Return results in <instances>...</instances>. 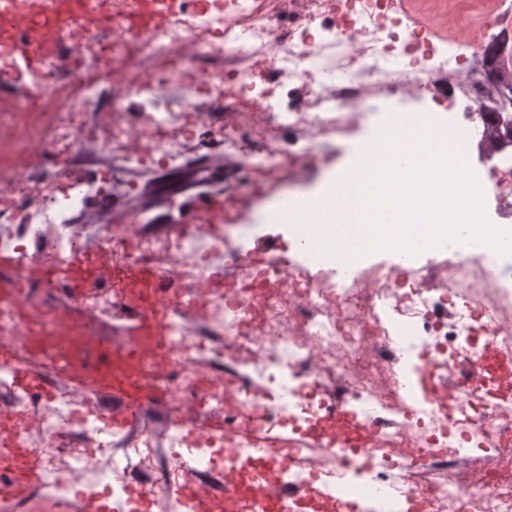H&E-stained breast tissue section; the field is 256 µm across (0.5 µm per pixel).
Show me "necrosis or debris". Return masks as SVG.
Instances as JSON below:
<instances>
[{
  "instance_id": "obj_1",
  "label": "necrosis or debris",
  "mask_w": 512,
  "mask_h": 512,
  "mask_svg": "<svg viewBox=\"0 0 512 512\" xmlns=\"http://www.w3.org/2000/svg\"><path fill=\"white\" fill-rule=\"evenodd\" d=\"M447 0H0V253L16 277L34 265H65L87 238L83 216L108 203L130 172L176 164L192 142L219 145L252 190L297 177L341 132L355 106L381 91L417 94L455 85L459 122L442 112H391L388 121L430 124L453 147L486 121L489 82L473 58L437 56L419 30L442 34ZM512 27V0H469L456 40L471 47ZM305 141L282 151L280 135ZM51 152L50 177L30 178L36 149ZM503 228L512 227V164L488 163ZM330 215L288 227L296 249L234 260L229 235L207 224L169 232L138 225L98 229L107 274L80 297L114 316L129 286L162 255L189 272L159 267L154 299L176 329L142 377L164 387L168 411L121 427L101 394L67 390L51 399L0 376V420L23 417L15 443L40 456L49 491L125 501L131 490L157 512H184L175 488L184 470L216 459L248 489L301 485L352 469L335 506L375 503L394 512H512V256L490 262L487 246L454 250L448 262L381 265L347 281L336 246L361 231L350 195L326 197ZM28 304L0 302V364L55 369L57 349L35 354L30 336L56 335L59 310L31 320ZM436 371L428 399L415 393L424 362ZM222 414L210 430L203 411ZM357 416L352 452L258 457L282 425L314 430L333 414ZM198 429L186 443L179 419ZM400 459L366 471L356 449Z\"/></svg>"
}]
</instances>
